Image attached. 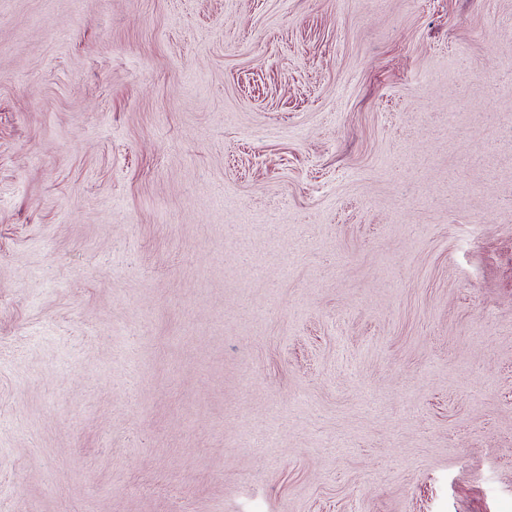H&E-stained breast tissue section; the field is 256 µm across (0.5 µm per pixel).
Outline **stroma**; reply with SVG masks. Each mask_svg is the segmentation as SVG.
I'll return each instance as SVG.
<instances>
[{"label":"stroma","instance_id":"35a3bbf8","mask_svg":"<svg viewBox=\"0 0 512 512\" xmlns=\"http://www.w3.org/2000/svg\"><path fill=\"white\" fill-rule=\"evenodd\" d=\"M512 0H0V512H512Z\"/></svg>","mask_w":512,"mask_h":512}]
</instances>
